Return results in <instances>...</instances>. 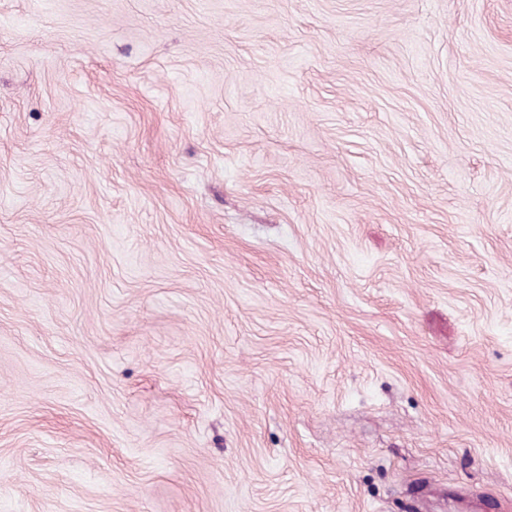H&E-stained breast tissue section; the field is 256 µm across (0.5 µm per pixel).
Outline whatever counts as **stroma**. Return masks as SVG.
Instances as JSON below:
<instances>
[{"mask_svg": "<svg viewBox=\"0 0 512 512\" xmlns=\"http://www.w3.org/2000/svg\"><path fill=\"white\" fill-rule=\"evenodd\" d=\"M512 512V0H0V512Z\"/></svg>", "mask_w": 512, "mask_h": 512, "instance_id": "35a3bbf8", "label": "stroma"}]
</instances>
